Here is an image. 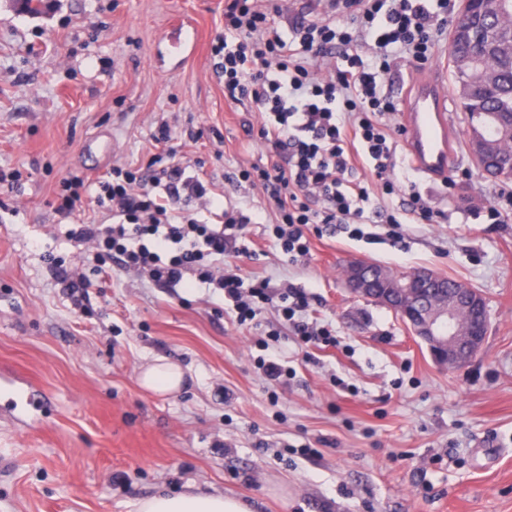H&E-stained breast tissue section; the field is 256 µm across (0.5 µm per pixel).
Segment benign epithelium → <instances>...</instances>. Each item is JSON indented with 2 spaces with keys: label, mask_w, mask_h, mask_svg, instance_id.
<instances>
[{
  "label": "benign epithelium",
  "mask_w": 512,
  "mask_h": 512,
  "mask_svg": "<svg viewBox=\"0 0 512 512\" xmlns=\"http://www.w3.org/2000/svg\"><path fill=\"white\" fill-rule=\"evenodd\" d=\"M487 13V0H460L459 19L449 32L448 45L464 42L473 51L489 50L480 37ZM346 284L352 294L398 313L442 368L464 365L484 343L488 325L486 301L473 287L457 284L452 305L430 306L428 300L435 289L445 286L441 275L426 269L393 273L380 264L364 261L350 264Z\"/></svg>",
  "instance_id": "1"
}]
</instances>
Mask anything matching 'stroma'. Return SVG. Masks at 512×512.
Segmentation results:
<instances>
[{
	"mask_svg": "<svg viewBox=\"0 0 512 512\" xmlns=\"http://www.w3.org/2000/svg\"><path fill=\"white\" fill-rule=\"evenodd\" d=\"M196 30L193 56H163L176 19ZM224 0H52L45 13L0 0V388L27 391L26 411H0V512H136L142 498L197 490L237 495L254 512H512V216L477 214L512 194L476 168L457 120L454 189L418 173L398 149L395 175L443 212L440 224H406L401 239L380 219L405 195L373 189L364 237L310 235L289 263L269 236L274 205L238 179L267 162L253 104L228 103L219 58ZM174 133L156 142L160 124ZM112 131L111 167L147 168L174 149L187 175L250 224L234 258L244 281L292 286L308 322L333 346L305 344L275 303L239 325L222 294L190 280L162 288L103 265L95 244L75 246L78 224L106 217L82 200L55 211L60 183L89 170L84 141ZM427 268L477 288L490 322L465 365L448 370L391 309L349 293L347 265ZM82 278L84 308L65 281ZM280 336L269 350L270 329ZM268 356L291 373L269 383ZM158 357L185 372L181 389H142Z\"/></svg>",
	"mask_w": 512,
	"mask_h": 512,
	"instance_id": "35a3bbf8",
	"label": "stroma"
}]
</instances>
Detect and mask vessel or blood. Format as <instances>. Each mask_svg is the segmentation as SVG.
<instances>
[{
    "label": "vessel or blood",
    "mask_w": 512,
    "mask_h": 512,
    "mask_svg": "<svg viewBox=\"0 0 512 512\" xmlns=\"http://www.w3.org/2000/svg\"><path fill=\"white\" fill-rule=\"evenodd\" d=\"M191 25L178 20L167 32L165 42L173 57L191 52ZM454 126L448 78L442 70L426 74L409 91L403 102L402 131L413 167L429 178H446L454 157L448 133Z\"/></svg>",
    "instance_id": "obj_1"
}]
</instances>
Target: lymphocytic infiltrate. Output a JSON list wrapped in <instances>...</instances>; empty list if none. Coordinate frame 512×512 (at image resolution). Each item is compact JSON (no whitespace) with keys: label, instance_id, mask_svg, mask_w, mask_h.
<instances>
[{"label":"lymphocytic infiltrate","instance_id":"f902f5d3","mask_svg":"<svg viewBox=\"0 0 512 512\" xmlns=\"http://www.w3.org/2000/svg\"><path fill=\"white\" fill-rule=\"evenodd\" d=\"M271 13L259 0H227L215 49L224 55L225 98L250 101L264 114L257 136L270 159L240 177L273 200L271 233L294 263L309 252V225L362 236L370 190L347 179L354 157L371 166L382 194L397 193L393 130L378 120L397 109L384 80L398 57L419 64L432 58L448 0H327L323 17L297 22L286 33ZM335 53L341 66L319 75L317 60ZM210 198L207 184L186 176L180 165L146 177L117 167L111 180L98 184L97 205L109 224L79 225L72 237L95 243L123 269L152 282L176 286L196 276L232 301L242 325L256 317L257 302L270 301V282H244L230 267L215 273L214 261L232 254L229 228L248 218L225 211L220 228L199 220L189 204ZM278 299L282 321L303 341L335 345L328 329L299 320L307 307L303 294L287 288Z\"/></svg>","mask_w":512,"mask_h":512}]
</instances>
